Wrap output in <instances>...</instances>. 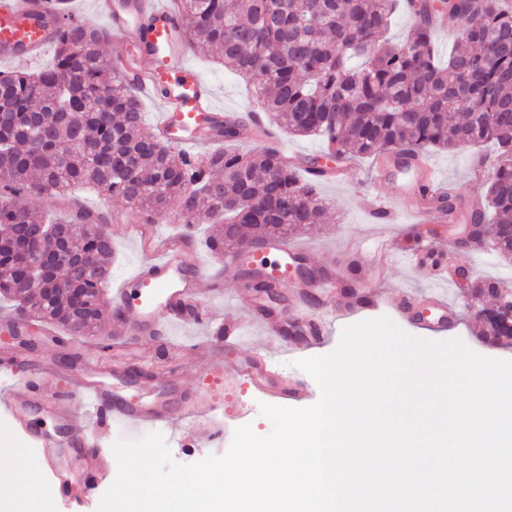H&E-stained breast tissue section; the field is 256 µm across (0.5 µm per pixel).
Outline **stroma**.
<instances>
[{"label":"stroma","instance_id":"obj_1","mask_svg":"<svg viewBox=\"0 0 512 512\" xmlns=\"http://www.w3.org/2000/svg\"><path fill=\"white\" fill-rule=\"evenodd\" d=\"M187 61L209 81L216 94V101L225 113L242 115L255 109L257 102L249 86L235 74L215 63L211 52L201 45L190 47ZM496 160V148L492 142H485L473 147L454 150L431 151L429 164L437 175L456 191L454 221L452 224H432L417 219L415 212L420 207L418 193L402 191L399 183H376L371 179L375 165L374 159L354 160V177L351 181L336 184L319 182L315 189L325 199L329 209L327 224L306 233L296 234L288 239L289 245L306 246L312 251V259L321 268L331 266H349L353 256L374 253L377 242L372 235L374 229L366 210L369 196L375 195L392 202L398 223L382 225L381 230L387 236L397 237L395 256L383 269H369L363 278L348 277L347 282L354 289H368L379 292L378 305L370 310L361 311L351 318H339L332 324L326 343L317 348V355L324 356L332 352L339 343L343 329L349 323L362 320L388 317L407 334L429 340L433 334L419 325L403 319L394 307L398 295L409 292L417 297H426L434 279L423 268L409 263L410 253L419 251L427 244H434L439 257L447 258L448 253H455V260H449L448 266L467 272L470 280L491 279L501 281L504 287L512 289V259L504 257L494 241L493 225H486L483 241L474 246L464 243L460 227L465 222L470 200L486 192L485 180L472 176L475 162H484L486 168H493ZM77 205L100 215L106 231L112 237L114 255L109 267L110 287H117L121 280L132 273L145 259L140 240L127 237L125 230L133 226L139 214L122 201H103L96 192L83 191L78 195ZM154 230L158 236H184L190 238L197 247L199 260L206 274L199 283L200 289H208V275L224 273V292L212 300L215 313L208 328L202 329L193 324H186L172 329L169 339L160 340L156 356L152 363H136L131 359L128 349L118 346H105L101 336L65 337L63 330L52 324H36L28 334L29 352L33 355H51L59 364L74 368L82 366L89 357L109 367L129 372L130 380L121 381L119 388L129 391L131 384L144 381L148 366H162L172 355L171 345L180 340H196L199 343L217 341L234 347L237 352L248 353L253 346L260 344L261 337L251 325L249 308L252 290L249 288V276L246 270L234 274H225L224 259L211 254L204 246L206 239L219 234L221 227L217 224L200 223L194 226L183 224H158ZM449 302L457 307L460 320L456 329L447 332V339L461 340L475 352L499 359H512V339H501L495 343L482 342L479 337L478 322L468 309L463 290L458 278H449L445 287ZM230 401L246 405L250 414L247 420H238L234 411L217 415L216 421L234 433L241 423H251L255 434L264 436L271 429L267 418L260 413V405L266 402V395L243 387L233 391ZM203 424L194 420L165 429V441L176 462L189 464L197 462L207 455H223L228 446L223 441L202 442L198 436L203 433Z\"/></svg>","mask_w":512,"mask_h":512}]
</instances>
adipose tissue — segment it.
Segmentation results:
<instances>
[{
  "instance_id": "ef3b65f1",
  "label": "adipose tissue",
  "mask_w": 512,
  "mask_h": 512,
  "mask_svg": "<svg viewBox=\"0 0 512 512\" xmlns=\"http://www.w3.org/2000/svg\"><path fill=\"white\" fill-rule=\"evenodd\" d=\"M52 492L24 448H0V512H44Z\"/></svg>"
}]
</instances>
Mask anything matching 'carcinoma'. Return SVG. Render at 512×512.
Listing matches in <instances>:
<instances>
[{
    "instance_id": "1",
    "label": "carcinoma",
    "mask_w": 512,
    "mask_h": 512,
    "mask_svg": "<svg viewBox=\"0 0 512 512\" xmlns=\"http://www.w3.org/2000/svg\"><path fill=\"white\" fill-rule=\"evenodd\" d=\"M182 28L224 68L253 81L263 111L285 131L318 136L329 163L384 153L421 159L433 148L484 141L497 145L485 198L471 207L468 233L480 241L495 225L499 251L512 255V0H176ZM414 19L407 36L384 39L392 16ZM462 22L460 39L441 62L435 20ZM104 34L68 22L52 66L0 73V299L18 315L54 323L72 336L103 324L112 238L79 207L22 248V224L43 216L15 205L28 193L50 197L91 187L124 200L155 224L175 215L185 224L213 219L234 244L286 239L326 219V204L279 151L228 148L196 156L156 138L139 98L101 51ZM246 116L224 119L227 145ZM41 259L31 274V254ZM475 297L499 293L492 280L471 284Z\"/></svg>"
}]
</instances>
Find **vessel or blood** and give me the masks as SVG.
I'll list each match as a JSON object with an SVG mask.
<instances>
[{
    "mask_svg": "<svg viewBox=\"0 0 512 512\" xmlns=\"http://www.w3.org/2000/svg\"><path fill=\"white\" fill-rule=\"evenodd\" d=\"M54 2L0 0L1 59H22L56 43L62 27ZM95 8L106 18L113 40V71L142 96L161 104L153 133L179 147L211 142L215 132L209 124L223 121L224 110L216 104L213 88L186 61L189 47L179 15L162 0H96ZM397 173L424 180L430 190L432 199L418 210V217L437 224L448 223L447 210L435 201L441 184L432 166L390 156L378 158L376 181H387ZM308 255V249H291L283 240L272 239L261 251L251 253L249 259H241L237 254L226 256L224 265L233 268L249 263L258 280L283 289L288 305L296 308L307 300L313 285L296 280L293 262ZM202 276L196 251L187 247L184 238L171 237L155 258L138 266L124 285L113 290L112 303L119 316L114 327L118 335L136 342L139 358L150 356L160 337L169 335L171 328L189 322H209L211 309L198 298ZM336 282V273L331 270L316 285L323 291V315L308 327L310 346L323 343L336 317L375 303L371 294L338 292ZM433 299L437 310L422 317L423 327L434 332L454 328L458 321L455 306L439 293ZM265 306L262 296L252 297V319L267 340L262 349L230 359L225 357L223 347H204L187 341L179 347L181 356L193 358L202 379L213 384L230 388L245 382L258 390L271 387L268 369L288 353V323L281 313L268 312ZM16 329L13 322L0 324V370L11 371L18 365L29 370L42 369V362L24 358L10 342L9 337ZM180 379L179 365L160 368L152 372L149 385L137 386L123 395L115 392L96 365L85 364L59 375L58 387L48 395L34 389L27 379H20V392L0 397V407L18 422L35 409L52 419L55 433H33L30 442L52 467L59 494L79 506L93 492L85 477L88 460H95L102 470L112 468L111 454L97 449L89 435L91 425L109 427L118 423L141 430L171 422L175 418L171 403L159 399L155 391L174 387Z\"/></svg>",
    "mask_w": 512,
    "mask_h": 512,
    "instance_id": "b4317fda",
    "label": "vessel or blood"
}]
</instances>
